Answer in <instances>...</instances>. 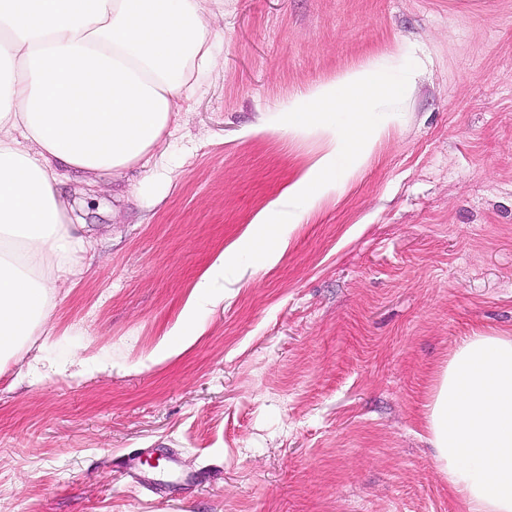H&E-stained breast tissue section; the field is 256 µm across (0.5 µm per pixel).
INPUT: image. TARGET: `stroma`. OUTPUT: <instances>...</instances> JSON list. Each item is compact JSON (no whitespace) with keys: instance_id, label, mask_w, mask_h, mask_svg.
<instances>
[{"instance_id":"obj_1","label":"stroma","mask_w":512,"mask_h":512,"mask_svg":"<svg viewBox=\"0 0 512 512\" xmlns=\"http://www.w3.org/2000/svg\"><path fill=\"white\" fill-rule=\"evenodd\" d=\"M204 7L214 60L162 176L61 185L91 239L0 364V512H467L421 416L463 336L512 333V0ZM409 61L368 157L163 357L203 272L324 150L281 116Z\"/></svg>"}]
</instances>
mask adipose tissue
Instances as JSON below:
<instances>
[{
    "mask_svg": "<svg viewBox=\"0 0 512 512\" xmlns=\"http://www.w3.org/2000/svg\"><path fill=\"white\" fill-rule=\"evenodd\" d=\"M211 60L201 0H0V359L84 248L62 172L163 162ZM425 421L449 493L468 512H512V334L463 337Z\"/></svg>",
    "mask_w": 512,
    "mask_h": 512,
    "instance_id": "obj_1",
    "label": "adipose tissue"
}]
</instances>
